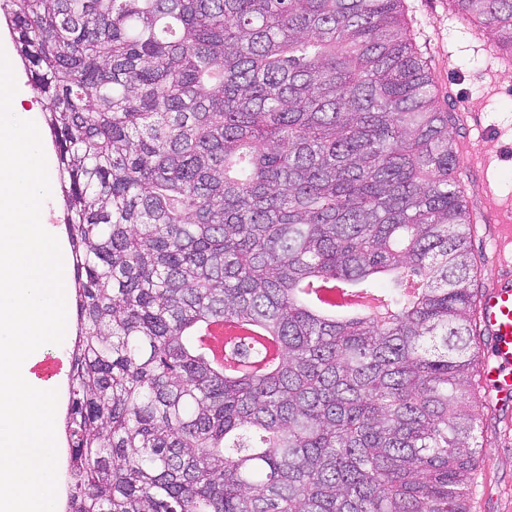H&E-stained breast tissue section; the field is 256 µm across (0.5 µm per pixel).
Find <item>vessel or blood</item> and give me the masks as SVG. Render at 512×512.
<instances>
[{
  "instance_id": "obj_1",
  "label": "vessel or blood",
  "mask_w": 512,
  "mask_h": 512,
  "mask_svg": "<svg viewBox=\"0 0 512 512\" xmlns=\"http://www.w3.org/2000/svg\"><path fill=\"white\" fill-rule=\"evenodd\" d=\"M481 321L488 336L482 355L480 376L489 394L498 404L512 405V277L503 278L484 294L480 306ZM63 370L56 357L38 360L31 373L38 381L52 382Z\"/></svg>"
}]
</instances>
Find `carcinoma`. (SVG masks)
Wrapping results in <instances>:
<instances>
[{
  "mask_svg": "<svg viewBox=\"0 0 512 512\" xmlns=\"http://www.w3.org/2000/svg\"><path fill=\"white\" fill-rule=\"evenodd\" d=\"M403 2L0 0L73 259L64 512H469L473 225ZM452 2L512 54V0ZM225 319L281 359L216 365ZM224 323V324H223ZM223 324L220 328H213L214 336L211 335V327L214 325ZM208 336L210 340L208 347L211 349V354L216 362H222V353L224 357V344L229 340L230 336H244L246 330L242 329L239 325L232 322H218L209 326Z\"/></svg>",
  "mask_w": 512,
  "mask_h": 512,
  "instance_id": "carcinoma-1",
  "label": "carcinoma"
}]
</instances>
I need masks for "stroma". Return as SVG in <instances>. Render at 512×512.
<instances>
[{
    "label": "stroma",
    "mask_w": 512,
    "mask_h": 512,
    "mask_svg": "<svg viewBox=\"0 0 512 512\" xmlns=\"http://www.w3.org/2000/svg\"><path fill=\"white\" fill-rule=\"evenodd\" d=\"M406 19L439 89L460 120L451 135L475 224L471 247L481 285L505 268L497 251L512 220V63L496 55L492 32L477 34L451 0H405ZM483 436L471 512H512V408L477 407Z\"/></svg>",
    "instance_id": "1"
}]
</instances>
